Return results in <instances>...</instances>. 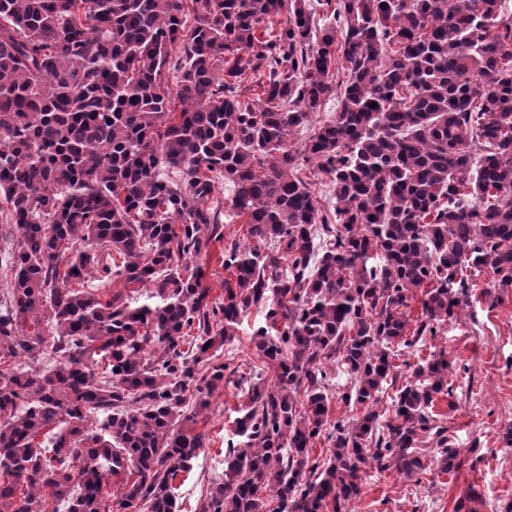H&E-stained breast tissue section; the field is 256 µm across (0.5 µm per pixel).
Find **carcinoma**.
Segmentation results:
<instances>
[{
  "instance_id": "obj_1",
  "label": "carcinoma",
  "mask_w": 512,
  "mask_h": 512,
  "mask_svg": "<svg viewBox=\"0 0 512 512\" xmlns=\"http://www.w3.org/2000/svg\"><path fill=\"white\" fill-rule=\"evenodd\" d=\"M332 14L320 28L306 0H0V196L18 234L0 298V512H100L110 478L116 512H178L203 435L176 422L208 408L227 369L213 359L254 306L275 381L250 385L202 512H259L262 489L268 512H347L369 470H458L433 414L452 392L444 351L379 408L399 347L469 306L465 272L512 288V13L336 0ZM338 63L336 116L293 147ZM302 161L331 183L338 227ZM222 177L253 245L224 247L220 303L195 259L224 237ZM91 272L159 303L70 287ZM327 361L360 415L333 425L323 461Z\"/></svg>"
}]
</instances>
